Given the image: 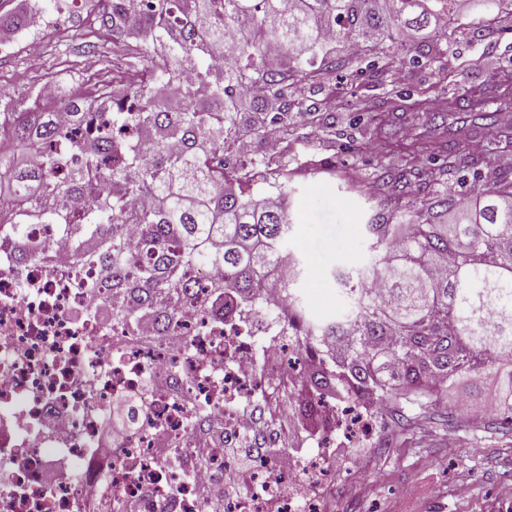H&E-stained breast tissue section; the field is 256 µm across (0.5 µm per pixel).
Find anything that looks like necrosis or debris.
Here are the masks:
<instances>
[{
  "mask_svg": "<svg viewBox=\"0 0 512 512\" xmlns=\"http://www.w3.org/2000/svg\"><path fill=\"white\" fill-rule=\"evenodd\" d=\"M29 232L56 261L21 262L16 242L0 237V512H102L104 498L112 512H322L335 476L328 452L245 475L224 454L228 443L284 440L281 390L314 363L304 337L253 314L228 325L202 317L200 291L178 305L177 344L155 321L124 339L105 319L110 289L78 287L68 242L37 224ZM124 395L132 401L113 420ZM376 415L333 408L329 428L363 438ZM53 458L65 466L49 483ZM226 481L235 492L205 506V487Z\"/></svg>",
  "mask_w": 512,
  "mask_h": 512,
  "instance_id": "necrosis-or-debris-1",
  "label": "necrosis or debris"
}]
</instances>
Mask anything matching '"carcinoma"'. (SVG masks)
I'll return each instance as SVG.
<instances>
[{
  "label": "carcinoma",
  "instance_id": "1",
  "mask_svg": "<svg viewBox=\"0 0 512 512\" xmlns=\"http://www.w3.org/2000/svg\"><path fill=\"white\" fill-rule=\"evenodd\" d=\"M469 0H151L140 17L124 12L119 0H105L100 26L112 31V55L137 54L145 29L165 52L144 72L121 77L120 98L109 87L97 90L99 106L82 109L81 97L59 92L52 110L5 106L0 133L15 152H0V170L14 211L0 227L20 248L23 261L53 262L41 244L28 238L31 224H49L72 243L80 269L97 273L82 284L138 294L135 306L110 307L112 323L137 327L140 320H164L197 288L205 268L221 277L209 283L212 301L200 314L253 313L263 301L260 279L282 263L292 218L286 207L293 172L270 156L246 157L233 151L236 131L246 126L257 138L277 124L288 141V112H320L293 89L324 83L338 71L360 72V56L336 51L361 44L369 69L383 79L409 65L397 38L436 33L452 38L444 22L462 15ZM296 52L284 71L266 68L271 46ZM184 99L169 108L165 90ZM505 100L489 85L470 102V125L498 129L493 109ZM389 109H420L432 123L448 125L452 142L421 139L411 153L395 155L393 137L378 138L377 188L399 186L420 192L424 154L443 160L441 174L457 173L466 157L468 130L456 114L460 98L442 95L410 101L402 94ZM68 110L76 129L61 134L56 112ZM154 140L152 161H144L138 136ZM399 157L403 164H394ZM467 196L441 197L412 207V223L367 224L374 263L370 268L336 267L334 279L346 307L327 323L307 319L296 284L301 261L288 274L284 313L305 320L308 345L321 356L300 384L289 389L305 400L309 415L322 405L380 400L403 409L438 398L462 374L481 375L489 358L499 393L512 407V180L474 162ZM258 183L276 185L281 204L253 194ZM80 194L85 214L56 206ZM453 212L454 221L441 223ZM128 224L140 225L131 247Z\"/></svg>",
  "mask_w": 512,
  "mask_h": 512
}]
</instances>
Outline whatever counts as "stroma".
Masks as SVG:
<instances>
[{"instance_id": "35a3bbf8", "label": "stroma", "mask_w": 512, "mask_h": 512, "mask_svg": "<svg viewBox=\"0 0 512 512\" xmlns=\"http://www.w3.org/2000/svg\"><path fill=\"white\" fill-rule=\"evenodd\" d=\"M33 2L0 0V25L18 33L0 52V92L28 107L32 91L44 81L86 92L94 82L113 78L112 35L99 28L102 0H58L53 15L69 22L38 34V67L29 62L26 35ZM407 49L429 58V65L404 68L390 82L368 71L352 79L336 73V106L327 123L313 113L288 115L310 158L338 171L334 177L319 173L301 179L290 202L295 226L288 248L302 262L299 292L314 321L334 320L342 306L332 276L336 266L351 254L359 265L371 262L365 224L411 221L398 213L389 195L369 198L352 191L375 171L363 144L383 132L390 94L403 90L433 97L455 78L468 87L497 76L512 78V17L495 15L484 0H472L451 41L429 38ZM496 385L488 372L462 376L428 407L406 409L401 418L389 411L380 414L367 444L337 438L345 455L337 459L336 478L326 490V512H512V500L498 493L502 483L512 482V429L482 411ZM286 406L290 436L285 448L315 452L326 431L312 430L300 398H287Z\"/></svg>"}]
</instances>
